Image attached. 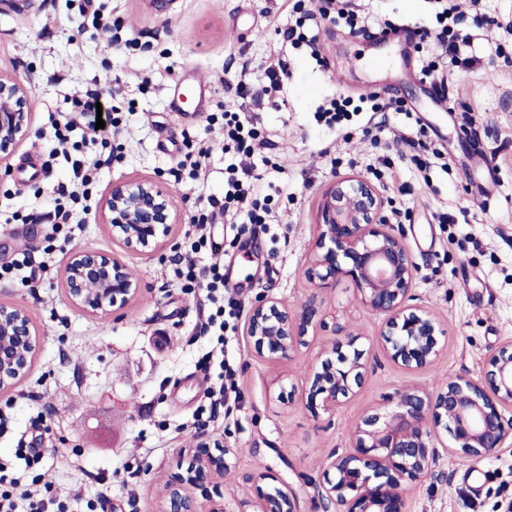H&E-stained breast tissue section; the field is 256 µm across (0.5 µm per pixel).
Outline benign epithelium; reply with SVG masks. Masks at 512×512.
Instances as JSON below:
<instances>
[{"label":"benign epithelium","instance_id":"benign-epithelium-1","mask_svg":"<svg viewBox=\"0 0 512 512\" xmlns=\"http://www.w3.org/2000/svg\"><path fill=\"white\" fill-rule=\"evenodd\" d=\"M31 94L16 76L0 72V157L14 152L30 133ZM380 191L357 175L338 176L325 189L318 211L308 280L312 293L298 307L275 298L257 301L247 333L256 354L287 360L311 329L322 324L318 292L348 278L362 304L383 317L381 333L390 358L408 369L428 368L440 358L445 329L435 315L409 304L416 277L412 254L384 215ZM101 217L112 238L126 248L150 254L162 245L178 212L170 189L155 179L116 180L101 204ZM69 301L92 314H110L133 300L139 285L127 266L103 252L76 249L66 275ZM331 349L308 375V407L326 413L354 393L364 380L359 334L335 326ZM40 342L27 311L0 303V391L14 388L32 368ZM512 342L487 358L479 378L455 376L427 390L407 387L390 407L364 416L351 434V447L332 453L333 471L317 490L325 512H407L409 486L423 480L439 463L441 450L480 459L512 447ZM449 436L436 448L440 432ZM229 450L200 440L192 462L169 479L159 512H226L214 498H199L190 488L217 483L230 469ZM277 480L270 471L244 476L255 493L256 512H298L291 487L264 488Z\"/></svg>","mask_w":512,"mask_h":512}]
</instances>
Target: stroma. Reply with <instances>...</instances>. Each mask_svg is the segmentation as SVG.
Masks as SVG:
<instances>
[{"instance_id":"1","label":"stroma","mask_w":512,"mask_h":512,"mask_svg":"<svg viewBox=\"0 0 512 512\" xmlns=\"http://www.w3.org/2000/svg\"><path fill=\"white\" fill-rule=\"evenodd\" d=\"M362 13L435 28L429 0H355ZM461 27L473 34L471 68L444 65L443 82L422 80L418 69L435 57L430 40L383 41L376 27L349 28L329 15L316 30L319 58L286 45L281 28L297 15L291 0H96L101 16L83 13V0H0V70L29 88L35 103L29 137L0 160V302L25 308L40 338L33 368L14 389L0 392V463L21 483L31 481L18 446L39 449L38 466L51 495L68 512H156L170 473L187 466L196 431L193 414L210 384L199 358L216 344L200 333L202 294L177 285V259L189 251L190 223L208 199L224 196L234 153L217 147L218 108L244 111L266 142L256 171L272 182L274 219L240 237L224 221L211 228L227 240V286L243 312L268 295L295 307L309 295L307 267L317 210L339 175L373 183L385 214L418 266L412 302L432 311L447 330L446 349L432 367L408 370L381 344V317L363 307L343 278L322 290L326 328L288 361L258 357L245 330L224 347L236 371L239 398L211 423L207 437L229 448L230 471L214 496L228 512H253L243 484L268 470L297 494L299 512H323L317 490L326 460L349 445L359 418L390 405L399 390L434 389L456 375L479 377L488 353L512 339V0H481L496 27L476 29L467 10ZM119 27L128 48L111 45L107 25ZM284 61L280 97H252L267 85L265 71ZM204 84L202 102L177 106L175 85ZM117 108L120 133L92 141L87 156L121 154L98 171L96 198L113 180L153 178L173 192L179 214L163 246L143 254L113 239L97 208L76 212L63 230L64 249L48 246L46 215L59 186L72 178L57 153L54 123L72 97L91 87ZM398 101L400 112L373 117L378 134L358 119L338 136L316 119L337 95ZM211 146L200 178L178 170L186 147ZM413 146L403 144V137ZM449 223H439L441 214ZM74 249L117 256L139 283L137 298L106 316L73 306L66 265ZM361 335L368 371L362 386L333 414L313 416L306 380L321 360L332 324ZM286 401H279L278 392ZM436 476L408 492L409 512H512V448L473 460L442 457Z\"/></svg>"}]
</instances>
